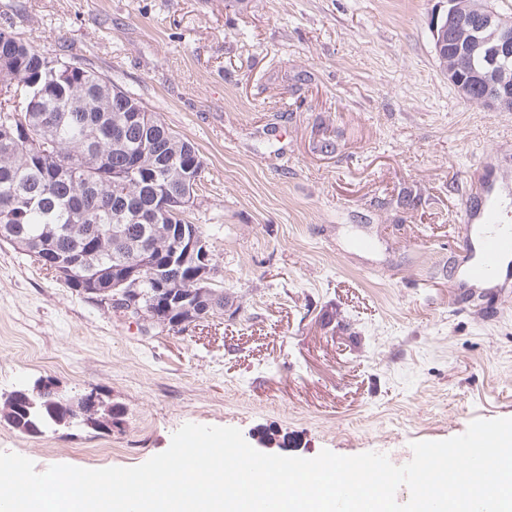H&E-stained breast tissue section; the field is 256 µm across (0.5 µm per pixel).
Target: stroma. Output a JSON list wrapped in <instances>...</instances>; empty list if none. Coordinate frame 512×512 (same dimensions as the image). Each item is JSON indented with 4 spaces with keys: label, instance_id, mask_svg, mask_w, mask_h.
I'll list each match as a JSON object with an SVG mask.
<instances>
[{
    "label": "stroma",
    "instance_id": "1",
    "mask_svg": "<svg viewBox=\"0 0 512 512\" xmlns=\"http://www.w3.org/2000/svg\"><path fill=\"white\" fill-rule=\"evenodd\" d=\"M441 0H0V27L86 59L198 148L190 216L223 314L142 331L0 243V395L40 379L121 426L27 436L45 471L133 467L186 423L311 459L512 417V296L457 305L445 269L474 173L512 179V112L461 99ZM379 244L361 253V234Z\"/></svg>",
    "mask_w": 512,
    "mask_h": 512
}]
</instances>
